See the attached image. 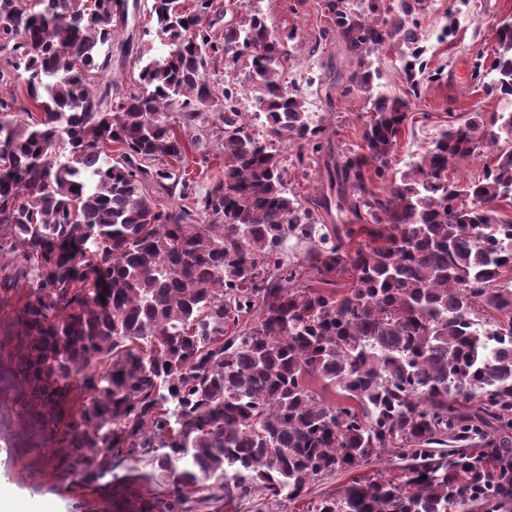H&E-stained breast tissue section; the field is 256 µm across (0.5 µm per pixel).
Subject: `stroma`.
Returning a JSON list of instances; mask_svg holds the SVG:
<instances>
[{
    "label": "stroma",
    "mask_w": 512,
    "mask_h": 512,
    "mask_svg": "<svg viewBox=\"0 0 512 512\" xmlns=\"http://www.w3.org/2000/svg\"><path fill=\"white\" fill-rule=\"evenodd\" d=\"M127 27L116 30V39H130L129 56L123 66L107 74L114 82L133 84L139 73L138 58L160 50L156 25L146 0H127ZM216 9L205 21L213 35L224 33L225 20H239L252 8H259L269 27L293 33L295 51L285 62L282 78L306 97L308 106L324 127L323 144L344 154L361 143L368 100L356 92L340 95L333 83L339 49L325 34L323 0H234L225 6L215 0ZM226 8L218 16V8ZM512 18V0H419L410 17L426 47L424 66L417 72V97H409L406 76L395 52L383 53L381 91L410 99V116L394 159L403 166L410 156L427 149L437 132L449 122L465 121L473 112H494L496 97L483 89L496 47V27ZM204 136L198 148L188 153L197 192H204L223 174L219 112H205ZM57 461L47 448L21 453L0 446V480L14 486L28 502L54 498L60 512H91V490L74 486L56 468Z\"/></svg>",
    "instance_id": "obj_1"
}]
</instances>
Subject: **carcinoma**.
I'll return each mask as SVG.
<instances>
[{
  "label": "carcinoma",
  "instance_id": "carcinoma-1",
  "mask_svg": "<svg viewBox=\"0 0 512 512\" xmlns=\"http://www.w3.org/2000/svg\"><path fill=\"white\" fill-rule=\"evenodd\" d=\"M185 2L152 0L166 51L124 88L101 83L121 0H0V402L29 421H0V443L66 449L72 483L105 480L101 512L121 458L151 467L127 478L126 512H212L214 486L305 512L512 502V20L486 85L503 109L448 122L401 170L409 103L376 91L375 56L395 50L415 81L409 0H325L348 60L336 91L369 104L341 158L281 80L293 34L253 12L218 39L214 0ZM213 55L247 61L267 139L225 85L224 177L198 194L177 165L199 138L171 115L202 121ZM275 139L322 169L320 196L288 192ZM485 154L478 178L448 177ZM385 459L399 476L372 468Z\"/></svg>",
  "mask_w": 512,
  "mask_h": 512
}]
</instances>
